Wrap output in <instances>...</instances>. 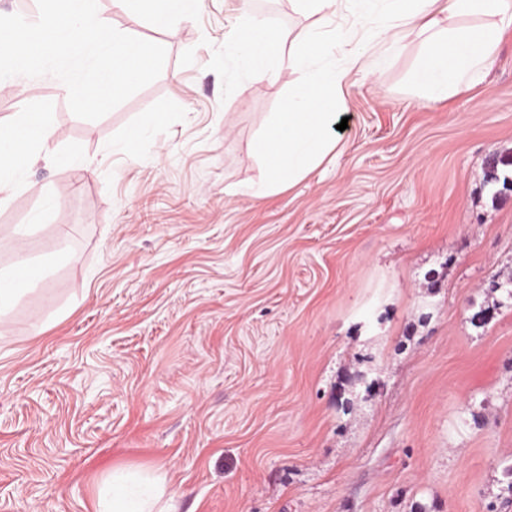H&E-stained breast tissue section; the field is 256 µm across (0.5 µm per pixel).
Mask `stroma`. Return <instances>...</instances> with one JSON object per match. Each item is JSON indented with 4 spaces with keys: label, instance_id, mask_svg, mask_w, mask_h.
<instances>
[{
    "label": "stroma",
    "instance_id": "obj_1",
    "mask_svg": "<svg viewBox=\"0 0 512 512\" xmlns=\"http://www.w3.org/2000/svg\"><path fill=\"white\" fill-rule=\"evenodd\" d=\"M243 7L171 28L98 0L167 52L99 120L50 75L0 94V124L41 113L59 152L0 205V270L44 269L0 321V512H94L125 468L165 471L178 512H512V300L470 320L512 277V191L486 181L512 155V36L438 105L408 93L409 43L350 88L335 162L258 204L250 145L299 75L234 69Z\"/></svg>",
    "mask_w": 512,
    "mask_h": 512
}]
</instances>
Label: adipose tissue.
<instances>
[{"mask_svg":"<svg viewBox=\"0 0 512 512\" xmlns=\"http://www.w3.org/2000/svg\"><path fill=\"white\" fill-rule=\"evenodd\" d=\"M291 2L308 22L280 35L278 43L301 79L252 144L264 173L241 192L257 202L292 188L341 153L335 126L347 109L353 73L377 76L406 41L421 40L426 64L418 91L427 103L442 104L483 78L504 37L512 34V0ZM264 32L263 19L246 8L224 34L226 55L258 86L278 78L258 51ZM13 139V128H0L1 204L25 188L30 160H48L54 153L48 125L23 145ZM165 481L161 471L140 479L115 470L96 512H176L174 499L164 496Z\"/></svg>","mask_w":512,"mask_h":512,"instance_id":"1","label":"adipose tissue"}]
</instances>
